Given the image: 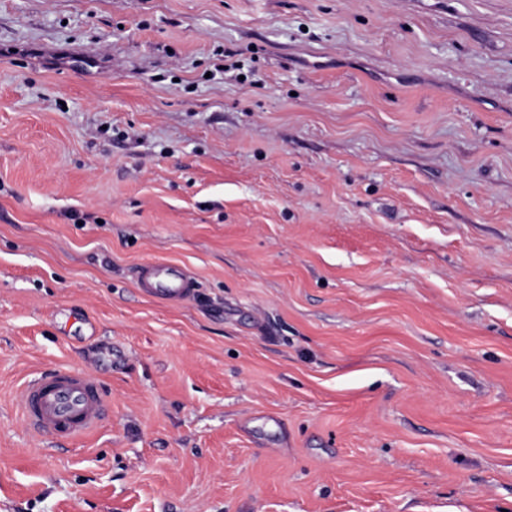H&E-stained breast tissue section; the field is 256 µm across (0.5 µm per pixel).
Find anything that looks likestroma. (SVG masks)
<instances>
[{"mask_svg":"<svg viewBox=\"0 0 512 512\" xmlns=\"http://www.w3.org/2000/svg\"><path fill=\"white\" fill-rule=\"evenodd\" d=\"M0 512H512V0H0ZM141 285L166 300H184L190 295L191 281L177 266L151 262L142 266ZM21 410L30 428L56 439H71L98 422L104 404L101 390L90 376L54 368L39 371L26 382Z\"/></svg>","mask_w":512,"mask_h":512,"instance_id":"obj_1","label":"stroma"}]
</instances>
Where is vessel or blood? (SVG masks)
Segmentation results:
<instances>
[{
    "label": "vessel or blood",
    "mask_w": 512,
    "mask_h": 512,
    "mask_svg": "<svg viewBox=\"0 0 512 512\" xmlns=\"http://www.w3.org/2000/svg\"><path fill=\"white\" fill-rule=\"evenodd\" d=\"M140 279L142 287L167 300H183L190 294V279L169 263L143 265ZM21 410L30 428L56 439H71L98 422L104 404L101 390L90 376L54 368L39 371L26 382Z\"/></svg>",
    "instance_id": "b4317fda"
}]
</instances>
